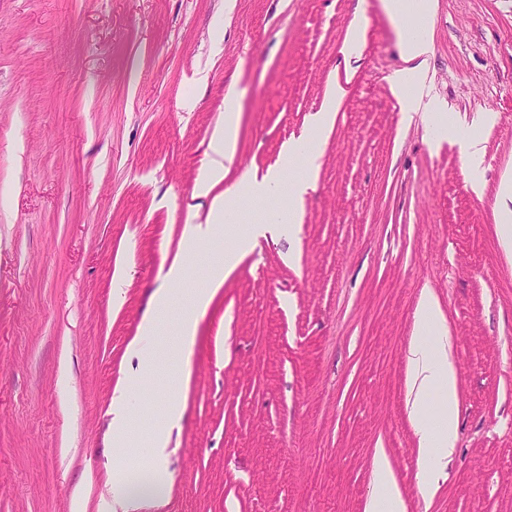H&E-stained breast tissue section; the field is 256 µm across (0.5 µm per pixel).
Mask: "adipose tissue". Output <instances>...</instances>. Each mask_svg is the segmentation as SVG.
<instances>
[{"mask_svg":"<svg viewBox=\"0 0 512 512\" xmlns=\"http://www.w3.org/2000/svg\"><path fill=\"white\" fill-rule=\"evenodd\" d=\"M384 11L400 21L398 42L403 58L413 60L426 55L430 49L427 35L429 0H382ZM347 94L342 85H334L328 92L321 109L316 112L303 139L289 146L284 162L300 153L307 156L309 172H316L320 156L321 139L336 122L339 106ZM238 135V104L234 94L224 98V122L215 130L211 150L214 162L207 167L197 183L198 196L208 198L206 219L200 224L186 225L183 249L168 271L166 282L152 296L153 313L140 327V336L134 339L129 350L138 360L137 368L126 383L112 394V457L116 462L127 460L133 449L145 446L151 449L155 464H162L167 457L172 430L179 425L183 405L178 396L165 400L161 423L151 430H143L142 419L130 405V394L142 388L167 364L186 369L196 343L198 317L210 306L215 293L224 285L226 275L236 266L241 252L247 247L256 227L238 231L229 228L231 217L237 215L244 200L264 197L280 189L288 191V222L300 221L302 204L311 180L284 185L281 171L265 175L250 174L243 182L227 187L224 193L214 194L213 189L226 176L225 164L236 153ZM225 232L230 242L221 259L210 261L207 284L190 289L188 304L175 325L176 345L167 348L155 344L158 334V317L178 298L173 288L175 282L185 278L187 264L198 258L201 243ZM408 368L407 409L418 441L420 464V491L424 499H432L440 479L444 477L448 462L457 443L460 416L458 375L452 357L446 317L432 293H425L419 301L414 336L406 351ZM438 391L440 403L429 409L425 400L430 391ZM373 491L365 504V512H407L405 500L397 485L385 449H377L372 465ZM162 492L160 474H153L147 484L133 482L118 476L112 480V497L102 502L99 512H137L140 504L159 503Z\"/></svg>","mask_w":512,"mask_h":512,"instance_id":"obj_1","label":"adipose tissue"}]
</instances>
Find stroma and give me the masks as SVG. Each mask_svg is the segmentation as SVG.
Instances as JSON below:
<instances>
[{
  "mask_svg": "<svg viewBox=\"0 0 512 512\" xmlns=\"http://www.w3.org/2000/svg\"><path fill=\"white\" fill-rule=\"evenodd\" d=\"M224 2L0 0V512H71L77 494L98 512L111 488L112 394L206 216L194 188L225 95L239 133L219 194L278 169L336 82L293 238H255L200 319L189 378L164 369L134 396L151 422L166 388L185 404L164 503L142 512H364L379 448L408 512H512V0H431L426 91L482 139L474 173L460 142L404 118L380 0ZM427 290L460 395L429 502L405 360ZM501 223L498 224V235L502 247L507 252H512V208L507 201L512 202V186L505 185L500 193Z\"/></svg>",
  "mask_w": 512,
  "mask_h": 512,
  "instance_id": "1",
  "label": "stroma"
}]
</instances>
